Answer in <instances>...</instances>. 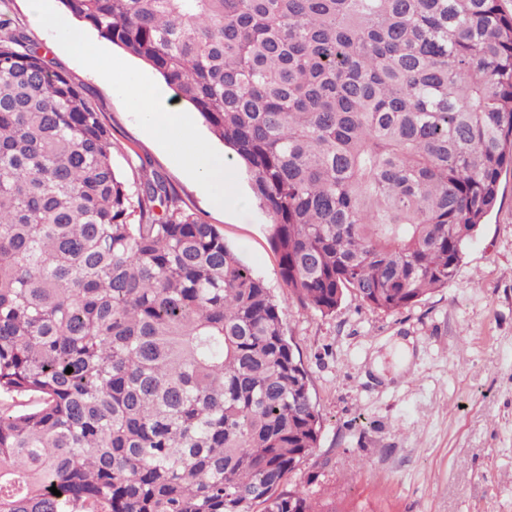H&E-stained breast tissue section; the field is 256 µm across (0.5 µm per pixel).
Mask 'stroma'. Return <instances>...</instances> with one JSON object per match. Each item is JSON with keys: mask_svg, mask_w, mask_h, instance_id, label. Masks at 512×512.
Returning <instances> with one entry per match:
<instances>
[{"mask_svg": "<svg viewBox=\"0 0 512 512\" xmlns=\"http://www.w3.org/2000/svg\"><path fill=\"white\" fill-rule=\"evenodd\" d=\"M10 13L102 112L117 169L130 174L136 154L150 159L183 207L217 226L276 296L323 420L319 446L292 484L336 497L343 512H512V168L447 288L396 313L349 292L324 317L290 297L259 202L215 207L185 176L182 153L201 145L223 156L227 187L250 190L198 114L187 112L189 130L168 143L148 135L128 85L165 88L159 74L89 29L88 43L120 74L101 80L70 50L67 30L32 19L28 0H10Z\"/></svg>", "mask_w": 512, "mask_h": 512, "instance_id": "35a3bbf8", "label": "stroma"}]
</instances>
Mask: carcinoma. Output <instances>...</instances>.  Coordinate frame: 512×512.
Returning a JSON list of instances; mask_svg holds the SVG:
<instances>
[{
  "mask_svg": "<svg viewBox=\"0 0 512 512\" xmlns=\"http://www.w3.org/2000/svg\"><path fill=\"white\" fill-rule=\"evenodd\" d=\"M60 3L234 151L299 303L455 279L512 167L500 0ZM112 148L0 19V512H341L288 483L322 419L270 289Z\"/></svg>",
  "mask_w": 512,
  "mask_h": 512,
  "instance_id": "cac0c4a2",
  "label": "carcinoma"
}]
</instances>
